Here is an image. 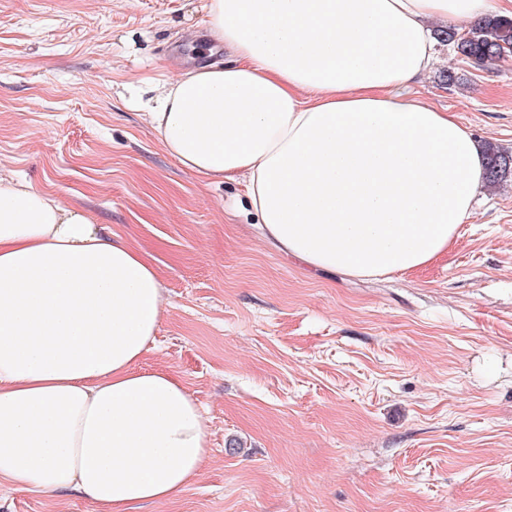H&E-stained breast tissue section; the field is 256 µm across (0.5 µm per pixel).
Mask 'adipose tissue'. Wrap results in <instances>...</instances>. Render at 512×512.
I'll use <instances>...</instances> for the list:
<instances>
[{
	"label": "adipose tissue",
	"instance_id": "adipose-tissue-1",
	"mask_svg": "<svg viewBox=\"0 0 512 512\" xmlns=\"http://www.w3.org/2000/svg\"><path fill=\"white\" fill-rule=\"evenodd\" d=\"M493 0H207L229 55L162 85L150 124L208 178H243L265 239L312 270L370 279L447 250L484 163L455 115L409 98L431 35ZM164 285L76 207L0 178V480L100 512L174 498L210 454L201 405L140 361Z\"/></svg>",
	"mask_w": 512,
	"mask_h": 512
}]
</instances>
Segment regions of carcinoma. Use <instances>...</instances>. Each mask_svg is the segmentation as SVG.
Masks as SVG:
<instances>
[{
    "mask_svg": "<svg viewBox=\"0 0 512 512\" xmlns=\"http://www.w3.org/2000/svg\"><path fill=\"white\" fill-rule=\"evenodd\" d=\"M438 40L454 49L478 68L512 57V18L488 14L460 33L449 27L437 34ZM486 170L489 184H498L512 171V156H505L493 147L486 148Z\"/></svg>",
    "mask_w": 512,
    "mask_h": 512,
    "instance_id": "obj_1",
    "label": "carcinoma"
}]
</instances>
